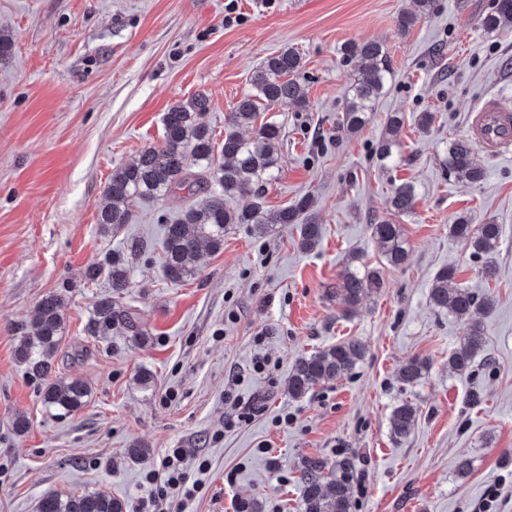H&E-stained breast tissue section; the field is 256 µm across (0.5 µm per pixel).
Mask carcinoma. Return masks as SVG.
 <instances>
[{
  "label": "carcinoma",
  "mask_w": 512,
  "mask_h": 512,
  "mask_svg": "<svg viewBox=\"0 0 512 512\" xmlns=\"http://www.w3.org/2000/svg\"><path fill=\"white\" fill-rule=\"evenodd\" d=\"M416 4L417 11L397 17L398 32L407 33L435 9V0H416ZM506 23H512V0H494L492 9L481 18L483 30L493 33ZM343 60L361 62L360 73L349 87L341 119L342 129L352 134L370 120L376 102L393 78V68L388 50L375 40L346 44ZM301 69L302 57L292 47L267 57L259 65L251 80L252 92L234 103L224 117V143L218 153L210 130L202 121L207 109L206 96L198 94L172 105L163 116V144L145 148L134 162L112 170L105 188V195L112 203L98 212L97 224L102 231L115 234L130 223L133 203L177 195L184 190L186 197L198 196L200 200L182 206L178 217L164 224L163 270L172 283L193 278L200 248L205 246L212 252L223 250L224 235L239 224L250 225L258 238L269 235L278 225L295 224L301 249H314L321 239V224L311 196L304 195L291 205L275 210L266 209L261 203L264 186L280 170L278 145L282 130L274 122L259 123L257 119L260 109L283 101L295 103L301 109L307 107L298 82ZM402 125L401 113L389 114L385 136L374 151L384 166L396 160ZM243 126L254 128V135L242 136L239 129ZM446 163L448 176L459 183L472 185L483 180V169L474 163L472 147L463 138L448 141ZM243 197L251 198V202L237 208L228 205V200ZM416 200L412 183L399 184L388 199L392 218L369 225L372 238L393 266L402 265L408 255L402 225L394 222L393 217L412 213ZM449 232L469 245L474 255L484 259L483 277L496 276L493 254L499 243L500 225H474L467 217L458 216ZM146 248V241L132 238L126 241V246L108 253L97 267L88 270L89 278L94 280L104 274L112 282V295L102 296L95 304L86 325L88 335L107 336L112 327L122 323L131 332L133 342L144 340L145 332L134 316L117 308L115 294L128 287L133 263ZM454 279L452 269L436 274L429 299L434 307L467 324L463 347L448 356V368L462 375L471 371L475 357L485 346L483 326L471 320V314L491 313L494 301L465 288L451 287ZM382 287L383 280L377 271L362 272L355 268L347 273L343 283L328 289V294L336 302L339 313L347 317L367 295ZM63 306L62 295H46L37 305L34 331L23 330L16 337V359L35 377L46 378L51 374L64 334ZM364 355V345L354 338L296 359L288 376V395L301 399L322 382L351 375ZM425 370L424 362L412 359L402 366L399 376L403 383L412 385L424 376ZM91 392L90 385L79 377L57 378L45 385L42 400L49 410L66 416L81 409ZM415 423V407L408 402L398 405L390 418L392 436L399 440L408 437ZM353 471L354 461L348 455L331 463L320 458L303 459L298 477L302 512H353ZM37 512H125V504L95 490L52 492L41 497Z\"/></svg>",
  "instance_id": "obj_1"
}]
</instances>
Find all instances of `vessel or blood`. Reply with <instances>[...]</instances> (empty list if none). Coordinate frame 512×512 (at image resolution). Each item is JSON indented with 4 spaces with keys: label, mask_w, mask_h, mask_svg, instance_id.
Instances as JSON below:
<instances>
[{
    "label": "vessel or blood",
    "mask_w": 512,
    "mask_h": 512,
    "mask_svg": "<svg viewBox=\"0 0 512 512\" xmlns=\"http://www.w3.org/2000/svg\"><path fill=\"white\" fill-rule=\"evenodd\" d=\"M467 135L485 154L512 151V106L498 96L485 98L468 115Z\"/></svg>",
    "instance_id": "b4317fda"
}]
</instances>
